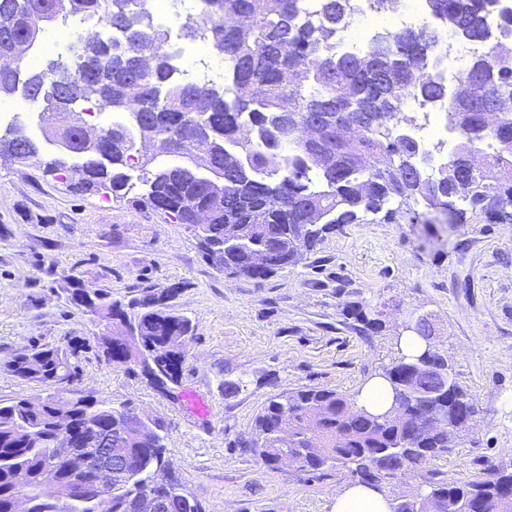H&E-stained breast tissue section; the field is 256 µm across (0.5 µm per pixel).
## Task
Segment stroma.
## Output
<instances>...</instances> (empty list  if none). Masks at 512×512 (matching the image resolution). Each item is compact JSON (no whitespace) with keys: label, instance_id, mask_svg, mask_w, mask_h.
Listing matches in <instances>:
<instances>
[{"label":"stroma","instance_id":"stroma-1","mask_svg":"<svg viewBox=\"0 0 512 512\" xmlns=\"http://www.w3.org/2000/svg\"><path fill=\"white\" fill-rule=\"evenodd\" d=\"M73 280L122 301L176 288L172 309L196 325L180 385L161 394L88 354L78 386L164 420L169 469L204 512H331L346 476L273 471L236 442L275 392L357 391L389 362L414 314L433 323L437 347L480 408L431 470L462 481L492 462L512 465V223L369 214L328 234L303 265L229 280L192 229L138 190L79 192L42 166L0 160V363L23 346L93 338L94 323L68 299ZM350 305L377 314L384 330L362 333ZM227 379L244 381L236 397H225Z\"/></svg>","mask_w":512,"mask_h":512}]
</instances>
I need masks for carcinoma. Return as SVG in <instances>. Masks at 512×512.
<instances>
[{"instance_id": "carcinoma-1", "label": "carcinoma", "mask_w": 512, "mask_h": 512, "mask_svg": "<svg viewBox=\"0 0 512 512\" xmlns=\"http://www.w3.org/2000/svg\"><path fill=\"white\" fill-rule=\"evenodd\" d=\"M24 0H0V39H29V30L14 23ZM78 12L94 11L108 28L129 41L109 49L99 39L83 44L72 90L131 122L115 121L99 129L98 147L112 151V166L102 168L92 159L73 162L66 157L44 159L37 140L21 128L0 135V157L19 152L32 164L67 172L78 191L108 190L113 195L134 187L130 170L140 137L156 144L160 162L142 179L141 200L180 224L194 228L195 213L213 215L201 242L209 261L228 278L266 279L303 264L327 233L345 224H358L367 214L396 210L389 204L423 202L440 210L450 224L466 223L471 212L487 220L507 218L501 210L512 203V52L488 37L494 0H427L431 18L419 30H387L374 37L363 53L340 48V25L353 10L352 0H319L315 15L300 0H204L199 19L184 25L185 36L210 44L228 64L224 84L178 80L166 37L153 23L146 0H78ZM449 29L482 44L467 71L470 93L448 97V83L430 67L432 54L442 49V30ZM50 63L32 71L21 68L28 86L25 97L37 91ZM410 97L428 102L448 101L449 132L454 144L448 160L408 162L432 151L408 133L415 119L406 115ZM312 112L336 113L344 118L374 113L375 121L350 130L345 139L336 131L321 141L302 144L284 135L285 128ZM57 135H80L74 115L55 109ZM487 144L494 148L496 166L487 178L470 172V159ZM194 149L198 158L211 153V162L224 167V188L206 181L180 178L178 146ZM269 251L274 264L261 269L251 256ZM71 301L112 335H98L95 345L68 340L62 345L22 347L3 363L11 375L46 391L36 399L0 403V512H9L17 498L30 504L28 512H95L90 498L71 500L76 482H89L84 473L69 468L66 455L51 446L58 415L69 412L85 439L82 453L98 451L96 427L112 422V447L147 467L152 491L169 498L167 512H202L164 460L166 427L154 419L156 430L145 436L137 407L131 402H108L76 388L79 356L94 348L106 367H123L136 376L160 373L163 357L185 358L195 338L192 321L172 312L163 294L148 293L128 303L112 299L105 290L89 292L72 283ZM363 328L377 333L381 320L364 308L350 309ZM409 331L426 343L418 355L397 350L377 375L389 384L392 396L404 394V403L391 404L382 414L358 405L357 394L301 385L272 394L255 416L250 440L237 444L251 448L269 469H277L284 454L301 459L299 471L323 477L344 472L351 483L385 492L391 471L415 472L434 495L438 512H512L500 508L512 493V471L490 464L485 472L465 481H448L427 469L431 459L454 448L465 429L418 432L417 410L423 389L431 384L434 367L448 364V356L433 344L435 328L417 319ZM137 337L128 361L121 360L115 336ZM440 409L448 416L460 412L476 419L474 397L456 381ZM288 423V440L280 438ZM321 438L323 458L308 454L311 434ZM58 474L53 498L44 495V472ZM145 492L141 479H113L109 512H133L134 500ZM399 512H422L411 494L388 496Z\"/></svg>"}]
</instances>
